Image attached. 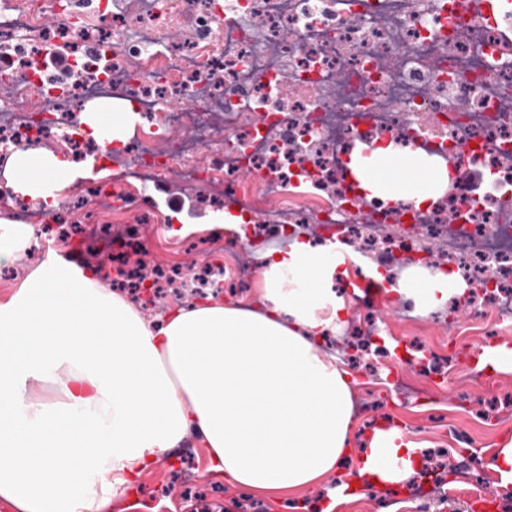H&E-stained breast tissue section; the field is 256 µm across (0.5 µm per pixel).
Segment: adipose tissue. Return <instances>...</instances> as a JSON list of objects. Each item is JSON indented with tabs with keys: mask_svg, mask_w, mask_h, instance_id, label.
Returning <instances> with one entry per match:
<instances>
[{
	"mask_svg": "<svg viewBox=\"0 0 512 512\" xmlns=\"http://www.w3.org/2000/svg\"><path fill=\"white\" fill-rule=\"evenodd\" d=\"M129 103L86 104L84 135L125 141ZM366 198L421 203L448 187L445 161L392 146L350 164ZM105 165L18 148L5 169L16 194L56 206L75 181L104 180ZM257 303L216 296L147 319L75 261L68 240L0 294V499L15 512H112L120 488L192 437L208 469L284 512H336L357 500L353 481L394 492L415 475L426 445L404 439L392 419L354 446L357 384L326 336L350 317L348 288L360 257L346 245L293 239L255 251ZM368 276L388 300L426 316L465 295L455 273L406 268ZM335 478L328 497L310 486Z\"/></svg>",
	"mask_w": 512,
	"mask_h": 512,
	"instance_id": "ef3b65f1",
	"label": "adipose tissue"
}]
</instances>
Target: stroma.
<instances>
[{
    "label": "stroma",
    "mask_w": 512,
    "mask_h": 512,
    "mask_svg": "<svg viewBox=\"0 0 512 512\" xmlns=\"http://www.w3.org/2000/svg\"><path fill=\"white\" fill-rule=\"evenodd\" d=\"M155 223H145L138 208L126 210L120 221L134 233L151 264L179 268L183 274L195 272L207 263L223 261L225 251H233L243 264L255 262L248 242H231L203 232L197 250L184 247L183 238L166 233L169 213L183 216L186 223L201 224L211 209L201 195L188 196L182 190L179 171L154 186ZM467 306L443 308L436 317H424L414 324L396 321L391 314L375 310L365 313L353 305L351 325L372 316L377 330L385 336L387 349L368 352L351 366L358 377L355 389L358 416L354 435H361L384 417L398 420L408 440L426 441L454 457L455 431L465 432L473 441V459L466 470L473 476L485 470L482 449L493 447L503 434H512V372L497 374L489 381L466 362L461 350L475 343H512V320L500 325L495 335H487L482 323L467 321ZM417 382L422 395L405 393L398 382ZM207 451L189 441L171 450L155 466L145 471L130 489L112 502V512H189L187 492L207 493L219 512H282L280 504L225 483L222 476L208 473ZM411 487L385 495L367 490L363 497L347 504L341 512H413Z\"/></svg>",
    "instance_id": "obj_1"
}]
</instances>
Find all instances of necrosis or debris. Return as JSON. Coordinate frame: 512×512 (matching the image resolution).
Masks as SVG:
<instances>
[{
    "instance_id": "1",
    "label": "necrosis or debris",
    "mask_w": 512,
    "mask_h": 512,
    "mask_svg": "<svg viewBox=\"0 0 512 512\" xmlns=\"http://www.w3.org/2000/svg\"><path fill=\"white\" fill-rule=\"evenodd\" d=\"M66 13L64 0H0V52L17 93L0 114V142L63 139L81 162L99 145L81 137L85 103L115 98L139 116L114 155L123 179L72 197L65 212L17 198L0 209L24 224L64 222L84 209L83 232L105 233L109 211L144 201L176 157L215 141L207 166H185L184 189H211V205L238 208L269 245L307 234L323 241L339 226L366 257L422 254L427 239L446 243L443 260L475 287L473 317L512 316V8L494 0H98L97 22L44 24ZM181 15L189 39L165 33ZM67 46L72 76L46 84L51 50ZM182 133L167 148V130ZM391 141L425 146L448 164L443 194L420 205L361 200L344 170L343 148ZM473 199L478 219L448 229V212ZM415 227L410 244L381 239L386 226Z\"/></svg>"
}]
</instances>
